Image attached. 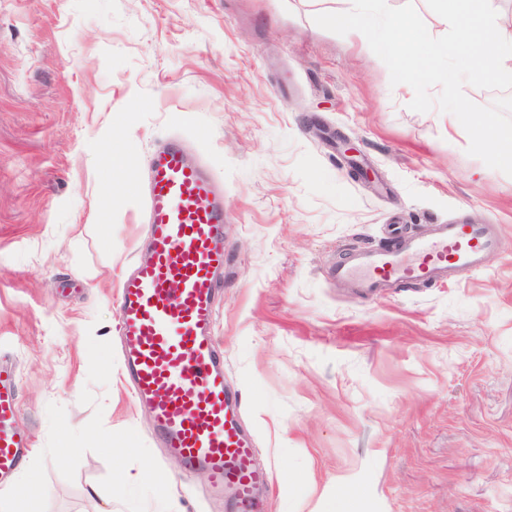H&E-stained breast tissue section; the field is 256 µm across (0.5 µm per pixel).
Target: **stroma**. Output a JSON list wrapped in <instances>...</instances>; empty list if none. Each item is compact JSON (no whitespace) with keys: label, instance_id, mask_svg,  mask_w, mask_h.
<instances>
[{"label":"stroma","instance_id":"obj_1","mask_svg":"<svg viewBox=\"0 0 512 512\" xmlns=\"http://www.w3.org/2000/svg\"><path fill=\"white\" fill-rule=\"evenodd\" d=\"M351 7L0 0V348L36 450L48 404L88 423V388L184 512H225L153 438L122 365L87 383V337L117 341L120 277L146 254L144 194L109 157L143 165L177 136L224 187L216 336L270 469L267 512H512V176L469 156L444 113L411 110L368 44L314 21ZM461 216L497 235L484 271L376 299L331 278L386 245L385 225L422 236ZM107 472L93 452L71 482L47 465L48 512H127Z\"/></svg>","mask_w":512,"mask_h":512}]
</instances>
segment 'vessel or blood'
<instances>
[{
	"label": "vessel or blood",
	"mask_w": 512,
	"mask_h": 512,
	"mask_svg": "<svg viewBox=\"0 0 512 512\" xmlns=\"http://www.w3.org/2000/svg\"><path fill=\"white\" fill-rule=\"evenodd\" d=\"M145 184L151 255L120 283L119 314L127 377L148 402L154 433L183 463L201 468L214 494L235 512H262L268 481L258 448L241 430L237 401L224 379V354L213 329L214 296L224 271L221 189L175 141L158 146L146 167L129 169ZM382 248L355 251L333 269L338 283L374 297L411 283H440L474 272L498 245L472 219L434 225L430 234L389 230ZM18 373L0 350V484L25 462L33 441L19 425Z\"/></svg>",
	"instance_id": "obj_1"
}]
</instances>
